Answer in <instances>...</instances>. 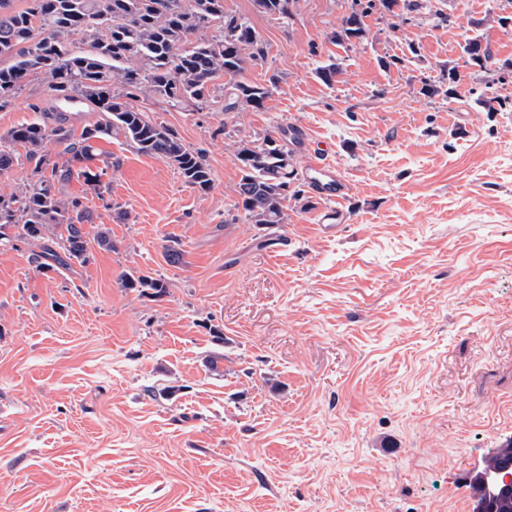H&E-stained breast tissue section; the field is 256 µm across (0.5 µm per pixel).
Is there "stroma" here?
<instances>
[{
    "instance_id": "stroma-1",
    "label": "stroma",
    "mask_w": 512,
    "mask_h": 512,
    "mask_svg": "<svg viewBox=\"0 0 512 512\" xmlns=\"http://www.w3.org/2000/svg\"><path fill=\"white\" fill-rule=\"evenodd\" d=\"M417 2L373 12L349 46L330 34L352 0H298L286 22L226 0L268 45L246 73L278 75L266 110L144 101L205 150L211 190L99 140L104 196L77 177L63 192L114 250L43 273L6 229L0 512H472L471 476L512 444V112L484 111L464 47L477 35L494 64L512 61V28L493 20L512 0H433L437 26ZM449 66L456 93L422 94ZM46 99L33 79L0 134ZM279 125L309 137L296 168L314 151L348 182L335 229L309 191L285 225L233 219V142ZM277 237L288 247L272 258ZM132 271L164 277L167 296L123 288Z\"/></svg>"
}]
</instances>
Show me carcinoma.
<instances>
[{
  "instance_id": "1",
  "label": "carcinoma",
  "mask_w": 512,
  "mask_h": 512,
  "mask_svg": "<svg viewBox=\"0 0 512 512\" xmlns=\"http://www.w3.org/2000/svg\"><path fill=\"white\" fill-rule=\"evenodd\" d=\"M22 10L13 0H0V109L8 107L34 77L43 81L58 111L0 135V174L14 165L11 146L20 144L38 157L36 179L9 194H0V227H17L16 238L38 246L37 268L71 269L89 258L90 245L112 250L106 229L94 238L84 232L86 207L79 197L64 198L58 186L73 176L72 163L91 159L99 139L122 140L142 155L172 166L186 184L205 193L213 186L206 153L185 146L177 131L154 121L139 105L151 95L173 108L199 109L224 99V111L266 109L269 84L245 80L249 67L267 59V44L249 20L228 11L226 0H27ZM297 0H252L259 14L288 20ZM397 0H353L331 40L366 39L364 18L376 9L393 11ZM468 63L488 71L492 57L480 37L465 46ZM485 111L512 112V98L483 92ZM88 106L101 121L76 140L70 134L67 107ZM278 129L254 140L234 143L239 181L233 219L244 217L260 230L288 223V201L303 190L292 149ZM61 147L68 159L59 163L42 153L44 143ZM122 287L161 298L168 294L162 279L126 273ZM473 512H512V489L485 500L480 474L471 479Z\"/></svg>"
}]
</instances>
